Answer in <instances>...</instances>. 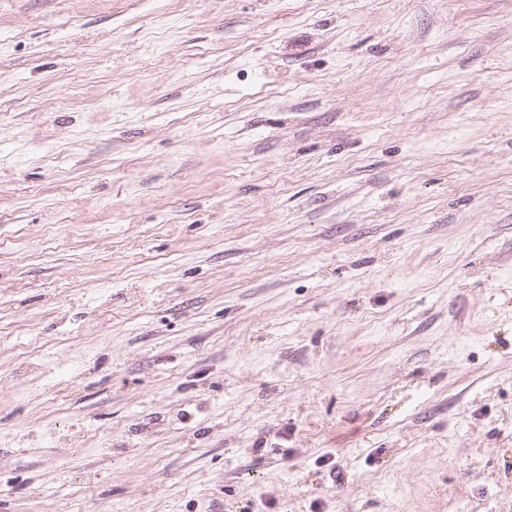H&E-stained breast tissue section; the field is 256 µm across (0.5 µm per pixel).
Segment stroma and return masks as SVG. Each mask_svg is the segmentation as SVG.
Segmentation results:
<instances>
[{
  "label": "stroma",
  "instance_id": "stroma-1",
  "mask_svg": "<svg viewBox=\"0 0 512 512\" xmlns=\"http://www.w3.org/2000/svg\"><path fill=\"white\" fill-rule=\"evenodd\" d=\"M0 512H512V0H0Z\"/></svg>",
  "mask_w": 512,
  "mask_h": 512
}]
</instances>
